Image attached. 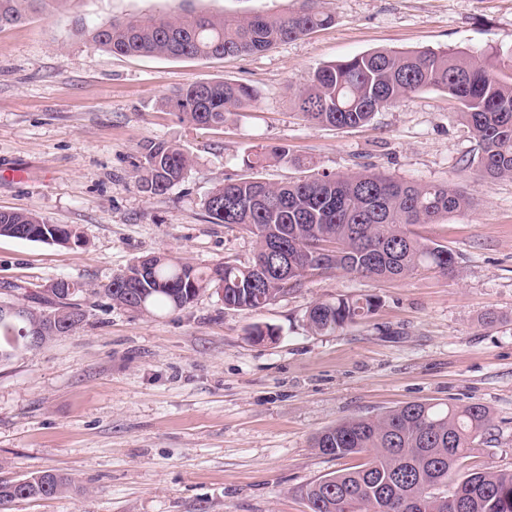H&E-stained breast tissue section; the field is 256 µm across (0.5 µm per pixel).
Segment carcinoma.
Here are the masks:
<instances>
[{
  "mask_svg": "<svg viewBox=\"0 0 512 512\" xmlns=\"http://www.w3.org/2000/svg\"><path fill=\"white\" fill-rule=\"evenodd\" d=\"M71 0H0V28ZM335 21L322 0H300L283 14L228 17L179 11L112 18L88 36L106 51L173 59H202L267 51ZM438 89L462 108L478 142L473 158L480 176L512 178V64L454 50L361 53L317 67L296 103L307 121L339 129L369 123L380 109L411 93ZM255 100L242 83L200 81L176 89L165 99L179 120L192 126L221 127L225 115ZM274 160L288 161V149L274 147L243 158L249 170ZM190 159L177 144L159 141L144 147L137 186L162 195L179 182ZM471 206L470 198L448 184L400 181L375 173H321L284 183L258 176L228 177L203 199L214 224L234 226L253 239L246 264L227 260L200 270L166 254L146 256L98 289L97 294L139 314L187 308L210 289L222 294L224 308L257 310L302 283L314 271L341 270L374 279H401L420 271H453L455 254L447 246L413 232L418 224H437ZM0 235L45 244H82L75 227L51 224L36 214L0 211ZM270 258L275 270L259 274ZM85 285L46 289L48 307L27 308L23 318H0V362L20 356L24 334L34 332L46 345L77 330L85 319L78 298ZM380 298L340 296L318 301L307 312L314 333L343 329L374 313ZM490 412L482 404L410 402L377 417H354L313 437V447L336 459L360 457L359 465L329 473L298 490L308 512H442L440 495H462L463 512H512V473L471 470L455 476L488 430ZM66 473L32 472L0 480V509L19 500L51 498L70 492Z\"/></svg>",
  "mask_w": 512,
  "mask_h": 512,
  "instance_id": "obj_1",
  "label": "carcinoma"
}]
</instances>
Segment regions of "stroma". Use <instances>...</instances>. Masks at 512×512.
I'll list each match as a JSON object with an SVG mask.
<instances>
[{"mask_svg":"<svg viewBox=\"0 0 512 512\" xmlns=\"http://www.w3.org/2000/svg\"><path fill=\"white\" fill-rule=\"evenodd\" d=\"M227 16L284 13L298 0H192ZM332 26L231 57L120 56L86 32L110 17L169 11L174 0H70L0 29V210L77 227L83 246L0 237V302L43 295L57 277L97 288L139 257L199 268L245 263L244 231L212 223L204 195L245 175V151L283 146L280 183L368 171L453 182L472 201L416 232L457 263L377 281L332 269L256 311L213 291L139 315L88 297L77 332L0 364V480L69 474L79 493L17 501L8 512H307L298 487L355 466L312 446L345 419L409 402L486 406L491 426L457 467L512 472V178L466 162L478 144L447 93L428 90L366 126L309 123L295 94L323 64L376 49L512 56V0H324ZM249 85L256 99L223 127L182 123L164 100L183 84ZM191 158L166 194L135 186L141 146ZM375 295L376 313L333 334L306 314L318 300ZM275 328L254 341V326Z\"/></svg>","mask_w":512,"mask_h":512,"instance_id":"1","label":"stroma"}]
</instances>
